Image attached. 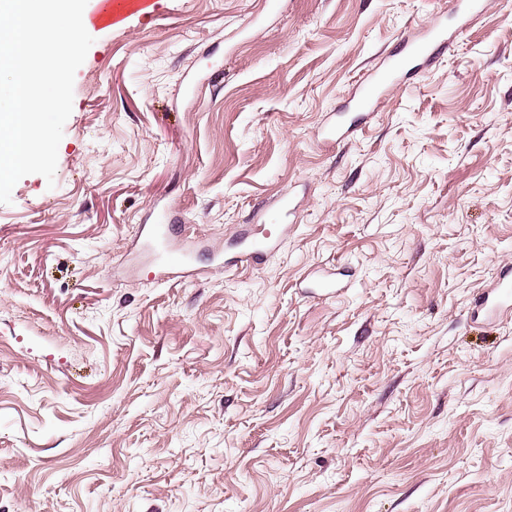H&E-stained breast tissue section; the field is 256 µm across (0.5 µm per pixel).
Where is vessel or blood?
<instances>
[{
	"label": "vessel or blood",
	"instance_id": "obj_1",
	"mask_svg": "<svg viewBox=\"0 0 512 512\" xmlns=\"http://www.w3.org/2000/svg\"><path fill=\"white\" fill-rule=\"evenodd\" d=\"M140 7L141 0H94L89 19L93 25L109 27L137 12ZM484 7L485 0H452L449 10L435 13L429 22L403 41L402 56L389 57L381 71L357 87L352 97L354 108L365 115L374 112L388 91L404 82L410 61L431 62L437 52L447 46L451 36L449 20L464 24L468 14L481 12ZM290 213L289 201H281L274 223L254 224L240 231L235 240L239 248L238 259L259 262L274 252L288 235ZM481 302L490 313L512 305V276L502 275L494 290L484 294Z\"/></svg>",
	"mask_w": 512,
	"mask_h": 512
}]
</instances>
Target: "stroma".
I'll list each match as a JSON object with an SVG mask.
<instances>
[{"label":"stroma","mask_w":512,"mask_h":512,"mask_svg":"<svg viewBox=\"0 0 512 512\" xmlns=\"http://www.w3.org/2000/svg\"><path fill=\"white\" fill-rule=\"evenodd\" d=\"M152 3L91 29L54 183L0 204V512H512V307H475L512 268V0L332 145L450 0ZM290 201L281 200L273 224H254L240 231L235 240L236 247H242L235 257L261 262L274 252L283 239L288 237L291 224H285L291 213Z\"/></svg>","instance_id":"35a3bbf8"}]
</instances>
